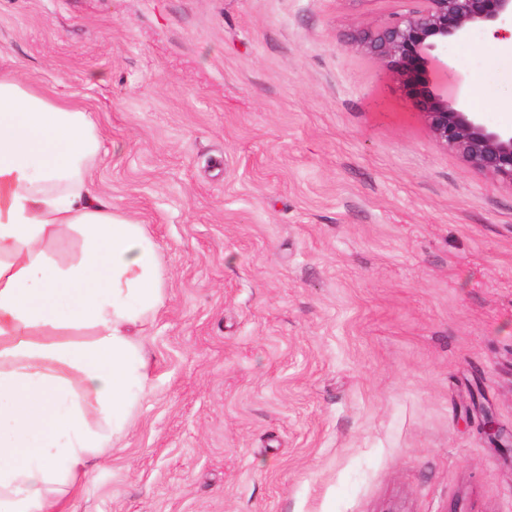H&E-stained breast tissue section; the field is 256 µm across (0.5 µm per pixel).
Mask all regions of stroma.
Wrapping results in <instances>:
<instances>
[{
    "mask_svg": "<svg viewBox=\"0 0 512 512\" xmlns=\"http://www.w3.org/2000/svg\"><path fill=\"white\" fill-rule=\"evenodd\" d=\"M408 0H0V66L92 111L156 245L145 389L67 512H512V184L360 31ZM489 28L440 57L475 98ZM101 79L86 83L88 73Z\"/></svg>",
    "mask_w": 512,
    "mask_h": 512,
    "instance_id": "1",
    "label": "stroma"
}]
</instances>
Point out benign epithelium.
Here are the masks:
<instances>
[{"instance_id":"7a95c632","label":"benign epithelium","mask_w":512,"mask_h":512,"mask_svg":"<svg viewBox=\"0 0 512 512\" xmlns=\"http://www.w3.org/2000/svg\"><path fill=\"white\" fill-rule=\"evenodd\" d=\"M417 6L395 15L382 28L363 32L359 45L377 56L403 83L421 90L420 106L435 140L473 168L512 185V128L491 129L465 103L448 102L451 70L428 63L434 52L460 41L476 26L512 23V0H414ZM489 436L499 448L512 449V433L486 414Z\"/></svg>"}]
</instances>
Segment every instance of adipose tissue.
<instances>
[{"mask_svg":"<svg viewBox=\"0 0 512 512\" xmlns=\"http://www.w3.org/2000/svg\"><path fill=\"white\" fill-rule=\"evenodd\" d=\"M487 68L479 93L512 105V47ZM105 154L87 109L0 70V512H64L147 378L132 331L161 305V279L141 225L88 176ZM67 230L82 251L61 263L47 245ZM80 331L91 342H36Z\"/></svg>","mask_w":512,"mask_h":512,"instance_id":"obj_1","label":"adipose tissue"}]
</instances>
